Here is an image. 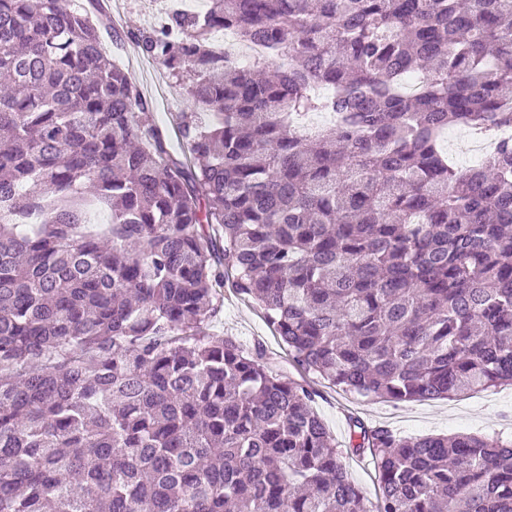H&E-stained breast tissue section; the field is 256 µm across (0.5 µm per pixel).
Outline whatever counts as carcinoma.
Returning <instances> with one entry per match:
<instances>
[{
    "label": "carcinoma",
    "instance_id": "cac0c4a2",
    "mask_svg": "<svg viewBox=\"0 0 512 512\" xmlns=\"http://www.w3.org/2000/svg\"><path fill=\"white\" fill-rule=\"evenodd\" d=\"M101 23L0 0V512H512V441L351 417L369 506L310 384L208 331L230 288L345 392L512 384V138L471 168L442 146L512 126V0L167 13L136 43L208 111L177 116L193 168ZM342 463L349 476L365 491L368 499L376 501L378 486L373 461L367 455L344 454Z\"/></svg>",
    "mask_w": 512,
    "mask_h": 512
}]
</instances>
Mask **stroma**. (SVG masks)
Here are the masks:
<instances>
[{
    "label": "stroma",
    "mask_w": 512,
    "mask_h": 512,
    "mask_svg": "<svg viewBox=\"0 0 512 512\" xmlns=\"http://www.w3.org/2000/svg\"><path fill=\"white\" fill-rule=\"evenodd\" d=\"M104 2L108 6L106 17L110 30L103 38L104 45L113 60L151 100L156 125L167 133H174L177 114L190 110L191 104L166 69L137 48L136 36L153 23L148 0ZM210 331L232 337L249 348L262 344L276 371L284 377L300 379V372L265 323L259 308L231 290H224ZM310 383L318 392L313 405L315 412L335 438L337 447L344 449L342 463L349 476L371 500L378 492L371 458L345 450L350 417H359L369 426L389 427L407 437L474 433L489 439H512V385L451 399L394 403L356 397L316 377L311 378Z\"/></svg>",
    "instance_id": "35a3bbf8"
}]
</instances>
